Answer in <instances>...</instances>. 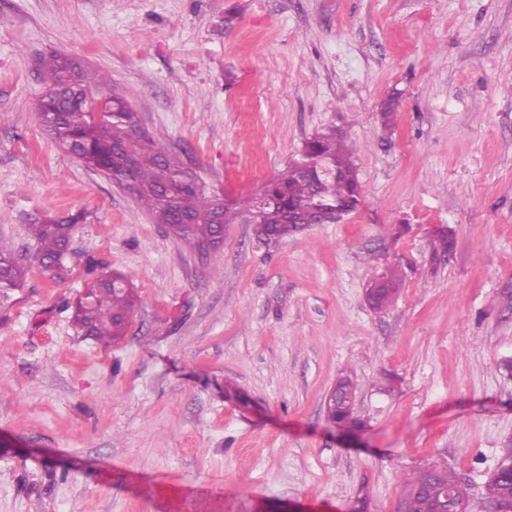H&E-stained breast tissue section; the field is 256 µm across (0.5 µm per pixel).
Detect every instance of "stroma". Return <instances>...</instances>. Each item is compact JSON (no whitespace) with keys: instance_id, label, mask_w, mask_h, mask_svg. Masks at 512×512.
Listing matches in <instances>:
<instances>
[{"instance_id":"stroma-1","label":"stroma","mask_w":512,"mask_h":512,"mask_svg":"<svg viewBox=\"0 0 512 512\" xmlns=\"http://www.w3.org/2000/svg\"><path fill=\"white\" fill-rule=\"evenodd\" d=\"M50 51L243 205L336 127L360 203L270 246L233 220L200 260L43 133ZM25 210L83 212L76 250L137 301L107 348L72 327L83 269L30 274L0 312V512H396L430 467L486 512L512 440V0H0V239L21 255ZM344 373L351 436L326 416Z\"/></svg>"}]
</instances>
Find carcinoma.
Returning a JSON list of instances; mask_svg holds the SVG:
<instances>
[{"label": "carcinoma", "mask_w": 512, "mask_h": 512, "mask_svg": "<svg viewBox=\"0 0 512 512\" xmlns=\"http://www.w3.org/2000/svg\"><path fill=\"white\" fill-rule=\"evenodd\" d=\"M45 93L35 111L42 130L55 142L77 148L83 164L94 171L104 167L115 178L132 177L138 186L135 200L154 223L169 225V232L193 249L210 247L208 257L221 253L217 244L218 213L230 221L236 204L200 185L201 177L184 163L181 154L151 136L139 112L126 97L98 73L77 67L68 57L51 52L42 59ZM93 97L112 94V111L95 116L81 94ZM357 148L336 129L309 138L299 154L263 191L277 204L252 203L246 220L255 225L258 241L269 244L311 223L318 204L341 203L356 208L360 185L354 164ZM311 155L320 165L336 170L337 176L312 178L299 159ZM25 229L35 241L33 252L22 257L0 240V308L13 302L31 272L60 283L77 266L91 279L75 303L72 325L76 333L106 345L125 336L135 306L131 276L98 273L103 262L80 255L72 248L81 213L55 218L26 212ZM499 475L485 484V499L494 512H512V451L503 449L496 460ZM456 477L443 469L428 468L409 478L408 489L399 503L401 512H429L443 500L444 491L457 485Z\"/></svg>", "instance_id": "cac0c4a2"}]
</instances>
